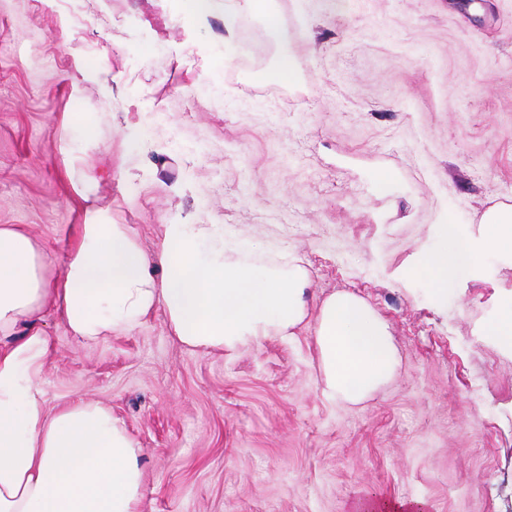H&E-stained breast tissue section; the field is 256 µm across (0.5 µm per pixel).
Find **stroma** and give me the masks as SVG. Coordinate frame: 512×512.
Wrapping results in <instances>:
<instances>
[{"mask_svg":"<svg viewBox=\"0 0 512 512\" xmlns=\"http://www.w3.org/2000/svg\"><path fill=\"white\" fill-rule=\"evenodd\" d=\"M499 205L512 0H0V225L26 229L48 278L75 224L129 225L149 253L165 225L220 224L230 260L297 254L311 309L365 300L400 358L366 401L331 402L312 318L230 352L186 349L160 310L97 342L46 314L44 405L124 422L142 512H512V353L482 332L512 302V255L443 297L409 277L444 225L481 237ZM357 511L425 512L428 511V507L424 501L416 499L400 500L391 503L377 500H365L359 503V505L357 506Z\"/></svg>","mask_w":512,"mask_h":512,"instance_id":"stroma-1","label":"stroma"}]
</instances>
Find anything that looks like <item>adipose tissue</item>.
Here are the masks:
<instances>
[{
	"instance_id": "ef3b65f1",
	"label": "adipose tissue",
	"mask_w": 512,
	"mask_h": 512,
	"mask_svg": "<svg viewBox=\"0 0 512 512\" xmlns=\"http://www.w3.org/2000/svg\"><path fill=\"white\" fill-rule=\"evenodd\" d=\"M473 240L447 225L444 245L411 275L447 293L465 263L512 250V208L493 207ZM212 224H169L146 253L127 225H79L61 280L45 278L44 254L27 232L0 226V512H140L143 473L126 426L103 406L80 402L46 412L37 373L48 339L33 322L54 310L73 336L95 342L139 326L164 309L173 336L193 350H236L267 337L289 340L309 313V280L287 270L226 261L202 245ZM316 317L315 344L327 399L358 404L395 374L388 324L362 299L335 293ZM26 326L14 339L18 326Z\"/></svg>"
}]
</instances>
